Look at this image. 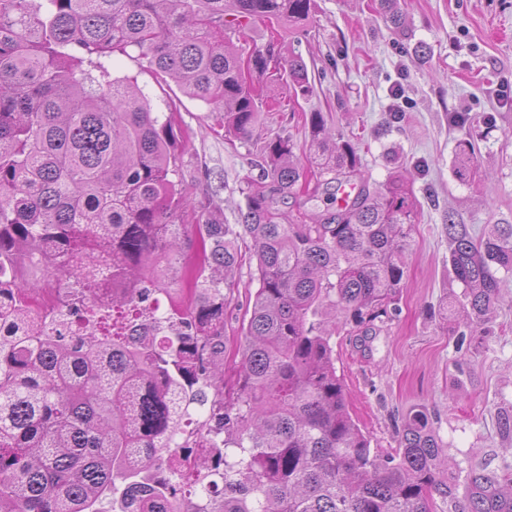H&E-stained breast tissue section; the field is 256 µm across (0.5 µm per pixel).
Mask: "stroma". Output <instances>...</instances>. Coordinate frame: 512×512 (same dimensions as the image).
<instances>
[{"mask_svg":"<svg viewBox=\"0 0 512 512\" xmlns=\"http://www.w3.org/2000/svg\"><path fill=\"white\" fill-rule=\"evenodd\" d=\"M402 28L385 18L379 0H316L301 25L257 22L246 47L264 46L271 28L284 40L282 60L301 57L313 92L293 112H262L249 142L227 140L215 113L176 84L159 87L118 56L116 74L133 75L154 101L173 99L188 139L181 161L184 195L197 211L237 224L247 209L245 180L257 176L265 141L292 135L298 157L310 149V113L351 141L370 188L400 172L419 202L406 252L400 314L374 323L369 342L352 326L332 338L336 371L349 411L379 454L394 453L405 416L430 411L445 445L448 474L463 481L469 467L512 462V441L496 428L498 410L512 407V278L501 285L486 335L468 356L458 351L463 287L448 262V222L479 233L512 224V0H397ZM404 98L394 111V92ZM467 116L466 125L455 115ZM476 151L466 181L455 175L457 145ZM255 265L242 261L226 310L224 333H241Z\"/></svg>","mask_w":512,"mask_h":512,"instance_id":"1","label":"stroma"}]
</instances>
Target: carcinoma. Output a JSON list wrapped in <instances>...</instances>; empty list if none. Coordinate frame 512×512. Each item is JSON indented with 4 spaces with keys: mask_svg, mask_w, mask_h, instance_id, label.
<instances>
[{
    "mask_svg": "<svg viewBox=\"0 0 512 512\" xmlns=\"http://www.w3.org/2000/svg\"><path fill=\"white\" fill-rule=\"evenodd\" d=\"M315 0H0V512H432L456 483L418 410L396 453L371 448L347 409L331 344L336 318L393 320L418 216L400 175L336 210L279 208L361 159L314 113L310 168L278 135L247 181L241 224L189 209L184 137L124 56L176 82L224 136L247 141L268 85L312 92L305 64H270L275 42L240 44L251 22L300 23ZM254 59L250 81L240 61ZM455 174H470L461 143ZM449 263L469 335L512 277V224L480 235L448 220ZM255 259L250 317L224 389V314ZM196 262H185L187 252ZM195 426L206 452L187 475ZM463 512H512V467L474 466Z\"/></svg>",
    "mask_w": 512,
    "mask_h": 512,
    "instance_id": "1",
    "label": "carcinoma"
}]
</instances>
